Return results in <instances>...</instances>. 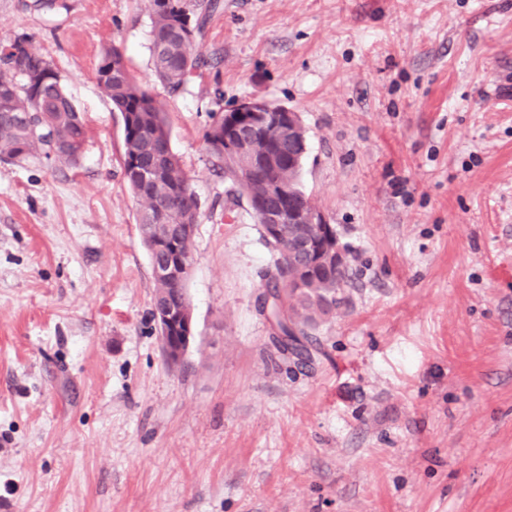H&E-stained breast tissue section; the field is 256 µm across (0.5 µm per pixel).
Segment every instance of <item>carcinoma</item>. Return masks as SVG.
I'll return each instance as SVG.
<instances>
[{"instance_id":"carcinoma-1","label":"carcinoma","mask_w":512,"mask_h":512,"mask_svg":"<svg viewBox=\"0 0 512 512\" xmlns=\"http://www.w3.org/2000/svg\"><path fill=\"white\" fill-rule=\"evenodd\" d=\"M22 6L50 15L66 8L64 0H22ZM152 20L153 75L169 96L178 95L194 75L210 65L200 47L210 12L219 0H148ZM17 52L0 57V160L26 162L44 158L75 165L82 157L87 129L52 62L32 48L28 37H14ZM97 79L123 119V172L138 203V223L171 224L173 230L198 223L200 212L190 179L170 148L167 112L130 71L115 46L101 53ZM250 146L243 166L226 165L237 193L260 199L283 214L311 203L300 185V165L288 164V125L262 118L237 120ZM243 174L246 184L239 183ZM288 188L285 196L270 192L273 184ZM281 242L300 259L302 287L286 297L282 332L298 346L291 354L310 357L305 341L319 320L338 303L348 270L312 265L311 252L293 236V225L280 226ZM153 300L188 313L185 286L153 275Z\"/></svg>"}]
</instances>
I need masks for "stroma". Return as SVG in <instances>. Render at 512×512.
Returning a JSON list of instances; mask_svg holds the SVG:
<instances>
[{"instance_id": "1", "label": "stroma", "mask_w": 512, "mask_h": 512, "mask_svg": "<svg viewBox=\"0 0 512 512\" xmlns=\"http://www.w3.org/2000/svg\"><path fill=\"white\" fill-rule=\"evenodd\" d=\"M65 2L0 0V40L30 37L88 132L74 167L0 161V512H512V0H221L216 65L174 98L147 0ZM110 42L200 203L177 365L97 80ZM217 87L299 114L301 187L346 253L305 368L205 148ZM156 321L163 329V335L161 338L164 342H167V334L171 329L178 336L176 341H172V348L168 347L167 355L170 360L176 359L180 362L186 353V350L193 338L194 322L193 318L187 315L177 313L174 309H166L164 311L155 310ZM154 311H152L153 317H155Z\"/></svg>"}]
</instances>
